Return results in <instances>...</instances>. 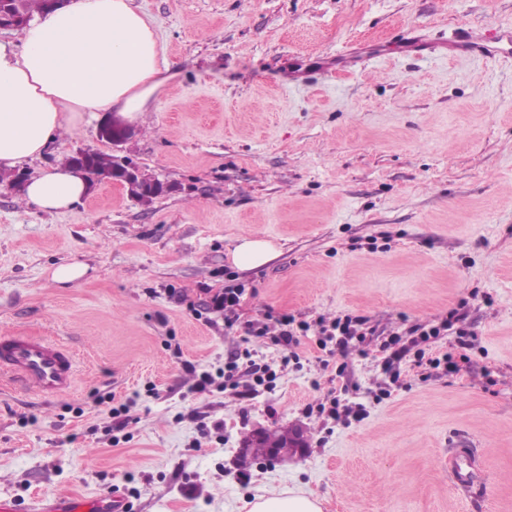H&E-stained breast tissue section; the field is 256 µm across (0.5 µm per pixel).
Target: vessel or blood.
I'll list each match as a JSON object with an SVG mask.
<instances>
[{"label":"vessel or blood","instance_id":"vessel-or-blood-1","mask_svg":"<svg viewBox=\"0 0 512 512\" xmlns=\"http://www.w3.org/2000/svg\"><path fill=\"white\" fill-rule=\"evenodd\" d=\"M512 43V26L493 30L461 29L449 44V54L471 57L491 56V44ZM78 358L68 345L44 336H4L0 338V376L21 390L38 396L68 393L75 384ZM123 498L109 493L95 498L52 497L40 499L35 512H116Z\"/></svg>","mask_w":512,"mask_h":512}]
</instances>
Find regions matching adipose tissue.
<instances>
[{
  "instance_id": "obj_1",
  "label": "adipose tissue",
  "mask_w": 512,
  "mask_h": 512,
  "mask_svg": "<svg viewBox=\"0 0 512 512\" xmlns=\"http://www.w3.org/2000/svg\"><path fill=\"white\" fill-rule=\"evenodd\" d=\"M171 63L152 22L133 0H70L36 15L22 32L20 49L0 44V167L38 158L64 124L85 113L112 112L140 119L164 85ZM75 169L58 166L31 177L28 203L66 212L87 195ZM250 512H323L307 490H265Z\"/></svg>"
}]
</instances>
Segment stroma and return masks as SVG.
<instances>
[{
	"label": "stroma",
	"mask_w": 512,
	"mask_h": 512,
	"mask_svg": "<svg viewBox=\"0 0 512 512\" xmlns=\"http://www.w3.org/2000/svg\"><path fill=\"white\" fill-rule=\"evenodd\" d=\"M172 62L122 153L168 189L151 204L102 182L47 213L0 184V336L78 353L71 393L0 378V499L123 494L131 512H248L258 487L304 488L323 512H512V53L405 48L512 22V0H135ZM350 53L356 64L343 65ZM100 117L64 127L25 177L77 149L110 152ZM277 253L249 270L242 239ZM63 263L87 272L54 281ZM242 289L226 314L207 308ZM463 306L469 344L431 342L458 371H384L406 323ZM309 324L272 388L199 394L247 348L246 322ZM367 317L363 347L329 355L317 325ZM362 406L335 418L319 403ZM302 424L303 458L241 461L254 432ZM473 444L474 483L452 456Z\"/></svg>",
	"instance_id": "1"
}]
</instances>
